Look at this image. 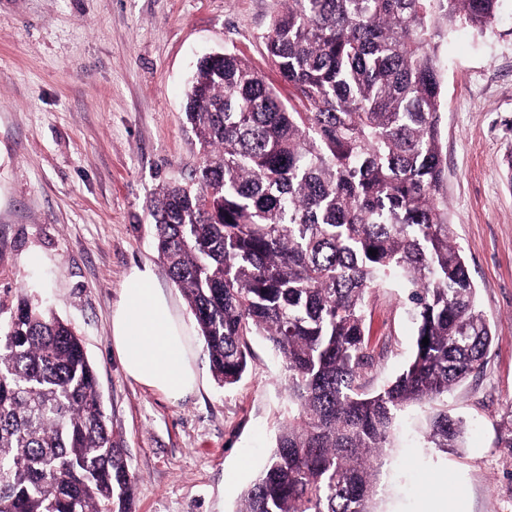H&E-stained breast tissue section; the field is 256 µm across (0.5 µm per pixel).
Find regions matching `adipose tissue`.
Segmentation results:
<instances>
[{
	"instance_id": "1",
	"label": "adipose tissue",
	"mask_w": 512,
	"mask_h": 512,
	"mask_svg": "<svg viewBox=\"0 0 512 512\" xmlns=\"http://www.w3.org/2000/svg\"><path fill=\"white\" fill-rule=\"evenodd\" d=\"M111 341L126 375L140 385L175 401L195 389L199 374L185 326L157 288L151 266L125 275Z\"/></svg>"
}]
</instances>
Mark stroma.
Instances as JSON below:
<instances>
[{
    "label": "stroma",
    "mask_w": 512,
    "mask_h": 512,
    "mask_svg": "<svg viewBox=\"0 0 512 512\" xmlns=\"http://www.w3.org/2000/svg\"><path fill=\"white\" fill-rule=\"evenodd\" d=\"M285 0H0V303L41 296L95 367L112 439L134 477L125 512H237L288 418L283 363L259 336L230 387L202 345L199 384L174 402L127 378L110 318L131 266L152 264L194 317L149 215L200 163L185 87L204 54L232 52L287 91L264 36ZM441 138L453 237L493 342L448 394L463 447H427L418 413L380 460L379 512H512V0L493 28L463 23L439 46ZM392 278L369 295L373 386L406 366L416 327Z\"/></svg>",
    "instance_id": "1"
}]
</instances>
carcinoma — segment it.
Wrapping results in <instances>:
<instances>
[{
	"label": "carcinoma",
	"mask_w": 512,
	"mask_h": 512,
	"mask_svg": "<svg viewBox=\"0 0 512 512\" xmlns=\"http://www.w3.org/2000/svg\"><path fill=\"white\" fill-rule=\"evenodd\" d=\"M501 5L286 0L265 42L288 99L234 53L198 60L185 113L203 156L152 207L157 249L214 379L238 382L261 336L290 402L238 512H375L412 407L430 447H462L445 400L493 335L448 223L436 39L443 23L490 28ZM390 277L410 289L414 350L370 390L367 294ZM130 488L82 340L16 295L0 318V512H115Z\"/></svg>",
	"instance_id": "cac0c4a2"
}]
</instances>
